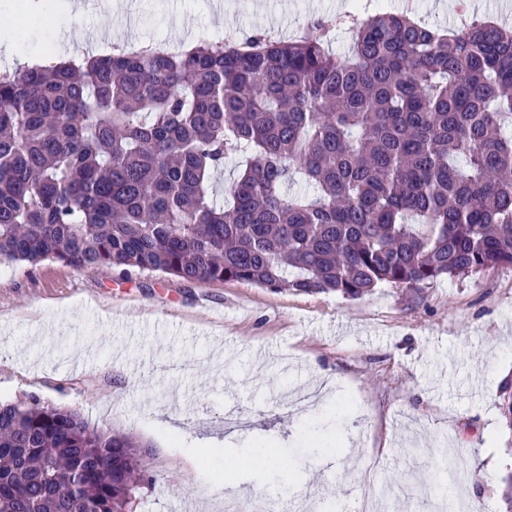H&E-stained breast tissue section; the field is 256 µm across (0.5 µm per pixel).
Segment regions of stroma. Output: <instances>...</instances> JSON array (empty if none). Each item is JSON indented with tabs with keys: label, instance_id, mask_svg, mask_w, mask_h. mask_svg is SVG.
Returning a JSON list of instances; mask_svg holds the SVG:
<instances>
[{
	"label": "stroma",
	"instance_id": "obj_1",
	"mask_svg": "<svg viewBox=\"0 0 512 512\" xmlns=\"http://www.w3.org/2000/svg\"><path fill=\"white\" fill-rule=\"evenodd\" d=\"M134 36L181 49L217 35L288 39L322 18L345 55L355 0H134ZM469 17L512 24V0H413L426 24ZM0 12L31 47L62 20ZM512 267L358 299L246 282H182L134 268L53 261L0 264V402L38 397L142 446L152 485L136 512H210L267 494L275 512H356L364 483L378 512H437L415 484L464 465L462 493L504 512L512 427ZM345 403L343 416L333 414ZM333 442L335 451L325 450ZM278 454L258 457L261 446Z\"/></svg>",
	"mask_w": 512,
	"mask_h": 512
}]
</instances>
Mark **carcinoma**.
Masks as SVG:
<instances>
[{
    "instance_id": "carcinoma-1",
    "label": "carcinoma",
    "mask_w": 512,
    "mask_h": 512,
    "mask_svg": "<svg viewBox=\"0 0 512 512\" xmlns=\"http://www.w3.org/2000/svg\"><path fill=\"white\" fill-rule=\"evenodd\" d=\"M347 25L342 57L314 20L1 73L0 262L351 299L512 267V30ZM298 177L313 193H288ZM500 410L512 427V382ZM148 483L131 439L0 403V512H133Z\"/></svg>"
}]
</instances>
